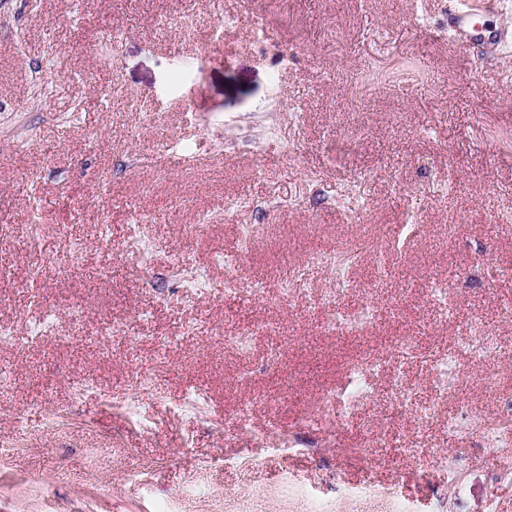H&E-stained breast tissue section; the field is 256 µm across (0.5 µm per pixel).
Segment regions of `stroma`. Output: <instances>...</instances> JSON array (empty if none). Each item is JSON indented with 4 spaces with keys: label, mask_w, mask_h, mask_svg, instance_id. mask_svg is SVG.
<instances>
[{
    "label": "stroma",
    "mask_w": 512,
    "mask_h": 512,
    "mask_svg": "<svg viewBox=\"0 0 512 512\" xmlns=\"http://www.w3.org/2000/svg\"><path fill=\"white\" fill-rule=\"evenodd\" d=\"M461 4L508 32L495 65L434 40ZM261 14L277 31L262 52L245 0H0V512H512V441L474 449L441 425L494 419L512 393V280L483 283L486 262L512 269V0ZM358 239L344 277L309 261ZM201 269L207 295L187 283ZM437 280L458 316L429 305ZM364 299L369 332L328 328ZM473 314L487 364L461 347ZM267 323L247 353L221 342ZM400 336L429 349L394 363L415 407L393 438L419 450L395 464L374 446L389 376L343 410L321 398ZM446 355L459 382L427 426L425 373ZM90 448L110 467L89 471ZM489 327L481 316L472 317L470 334L466 337L464 346L476 362L487 363L495 357L496 347L493 336H489Z\"/></svg>",
    "instance_id": "1"
}]
</instances>
